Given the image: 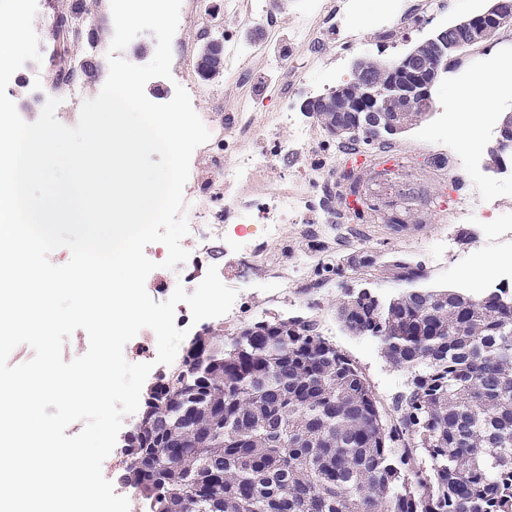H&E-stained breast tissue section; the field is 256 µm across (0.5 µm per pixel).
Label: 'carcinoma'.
Returning <instances> with one entry per match:
<instances>
[{
  "instance_id": "obj_1",
  "label": "carcinoma",
  "mask_w": 512,
  "mask_h": 512,
  "mask_svg": "<svg viewBox=\"0 0 512 512\" xmlns=\"http://www.w3.org/2000/svg\"><path fill=\"white\" fill-rule=\"evenodd\" d=\"M71 42L99 40L84 3L59 15ZM210 80L224 55L195 63ZM344 92L316 101L336 147H384L346 131ZM383 124L408 127L423 108ZM338 315L378 338L410 373L396 423H382L351 360L313 320H261L232 336L207 327L161 375L126 444L122 484L143 512H512V290L479 298L407 288L383 301L362 289Z\"/></svg>"
}]
</instances>
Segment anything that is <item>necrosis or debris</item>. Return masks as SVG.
<instances>
[{"label":"necrosis or debris","mask_w":512,"mask_h":512,"mask_svg":"<svg viewBox=\"0 0 512 512\" xmlns=\"http://www.w3.org/2000/svg\"><path fill=\"white\" fill-rule=\"evenodd\" d=\"M350 0H315L297 27L299 40L312 47L314 59L328 66L339 65L343 49L356 40L347 24ZM249 58L228 51L224 54V111L207 116L211 143L196 148L193 187L185 198L189 242L202 244L222 239L234 227L241 242L238 266L255 275L276 271L283 283L300 286L297 269L282 265L276 253L291 224H333L337 217L328 208L326 196L334 191V163L320 150L318 128L299 113L281 109L256 111L241 95L235 73L248 68ZM287 141H280L281 131ZM222 143L214 153L212 142ZM288 154L298 171L286 175L278 158ZM317 184L323 196L312 199L308 188ZM260 222L261 237H254L250 224Z\"/></svg>","instance_id":"obj_1"}]
</instances>
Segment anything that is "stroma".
<instances>
[{
	"mask_svg": "<svg viewBox=\"0 0 512 512\" xmlns=\"http://www.w3.org/2000/svg\"><path fill=\"white\" fill-rule=\"evenodd\" d=\"M75 0H37L34 28L39 37L41 62H26L14 73L7 94L14 103L32 102L33 110L26 116L35 121L48 95L42 83L52 77L48 57L53 42L46 33L48 24L59 11L69 10ZM443 12L415 21L388 39L373 40L369 30L378 20L377 0H351L352 23L361 33L360 39L343 53L336 70H307L300 75V85L288 105L301 111L303 102L328 93L351 78V67L357 59L386 61L408 52L413 46L437 30L487 9L491 0H445ZM200 7L222 12L224 38L254 40L253 57L244 91L260 111L275 110L280 102L281 82L288 76L287 64H298L308 55V48L294 35L311 0H280L282 32L269 38L263 19L241 24L224 14V0H199ZM480 73H498L502 79L487 110L489 124L478 130L476 146L463 150L454 138L463 130L462 94ZM434 109L417 125L392 137V144L405 150V158L419 176L407 180L404 195L414 207H422L426 198H433L443 208L460 194L477 192L478 214L467 224L408 223L396 228L371 221L369 215L353 217L354 238L339 244L343 230L339 224L315 225L313 233L299 234L287 227L278 247L281 262L299 266L306 280L305 288L281 291L277 284L252 275L249 271L228 267L231 255L226 241L210 244L201 257L199 273L209 266L224 271L225 284L237 292L238 316L231 331L247 324L271 319L305 317L315 320L322 335L357 367L370 387L384 424L395 423V401L407 388L409 374L390 364L378 340L347 330L339 319L337 307L351 291L369 289L379 298L387 299L405 288L396 275L395 261L408 262L420 272L413 285L417 288L460 289L472 296H481L491 286V272L472 259L477 246H485L487 260H500L502 266L512 265V243L502 238L503 225L512 216L492 210L491 202L512 196V184L489 180L478 186L443 181L433 167V160L469 166L487 162L488 152L498 136V125L505 113H512V27L502 30L493 40L471 47L449 65L432 89Z\"/></svg>",
	"mask_w": 512,
	"mask_h": 512,
	"instance_id": "35a3bbf8",
	"label": "stroma"
}]
</instances>
